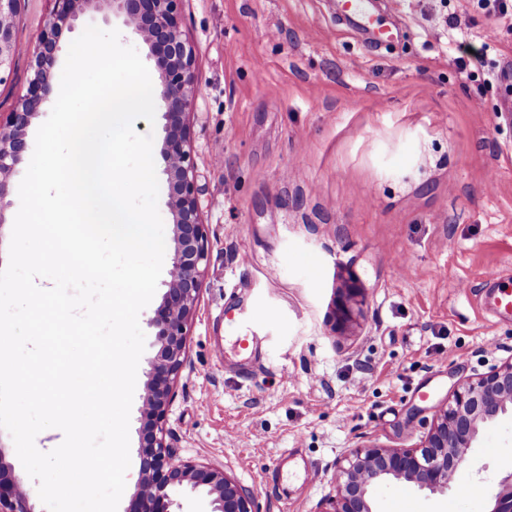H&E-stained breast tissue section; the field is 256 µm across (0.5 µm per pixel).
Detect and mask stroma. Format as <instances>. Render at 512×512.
<instances>
[{"label": "stroma", "mask_w": 512, "mask_h": 512, "mask_svg": "<svg viewBox=\"0 0 512 512\" xmlns=\"http://www.w3.org/2000/svg\"><path fill=\"white\" fill-rule=\"evenodd\" d=\"M403 27L391 45L340 22L336 0H184L199 84L192 152L210 261L175 381L165 442L253 489L257 512H324L354 448L416 445L462 383L512 357V315L487 305L486 271L512 282V14L478 0H374ZM50 0H23L21 44ZM148 47L110 11L87 26ZM31 76L0 77V114ZM145 351L130 412L126 491L138 478ZM263 342L248 368L237 337ZM224 339L216 359L213 337ZM512 464V417L487 426L457 476L477 493L382 482L375 512H489Z\"/></svg>", "instance_id": "35a3bbf8"}]
</instances>
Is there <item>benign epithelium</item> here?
Here are the masks:
<instances>
[{
	"label": "benign epithelium",
	"instance_id": "7a95c632",
	"mask_svg": "<svg viewBox=\"0 0 512 512\" xmlns=\"http://www.w3.org/2000/svg\"><path fill=\"white\" fill-rule=\"evenodd\" d=\"M20 2L0 0V72L22 51L32 60L26 93L18 107L0 121L1 225L5 210L12 206L10 178L25 152L26 131L45 99L63 29L91 9H110L148 46L160 79L155 111L165 120L159 156L167 176L174 246L168 288L149 320L156 329L158 349L146 371L139 478L124 512H177L179 494L206 496L209 512H256L251 488L222 467L175 459L164 439L173 384L185 363L188 323L199 301L202 266L209 258L187 123L196 106V55L181 30L182 0H52L49 21L36 41L26 46L14 35ZM508 414L512 415V358L455 390L419 444L408 448L360 446L338 461L331 512H374L372 489L382 481L411 483L432 494L444 492L483 428ZM0 512H38L20 488L1 443ZM490 512H512L511 464L498 480Z\"/></svg>",
	"mask_w": 512,
	"mask_h": 512
}]
</instances>
